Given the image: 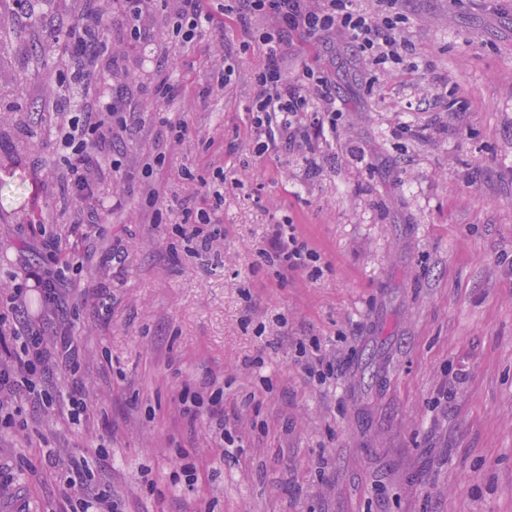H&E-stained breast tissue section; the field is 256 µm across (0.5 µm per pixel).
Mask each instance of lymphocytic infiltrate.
<instances>
[{
  "label": "lymphocytic infiltrate",
  "instance_id": "f902f5d3",
  "mask_svg": "<svg viewBox=\"0 0 512 512\" xmlns=\"http://www.w3.org/2000/svg\"><path fill=\"white\" fill-rule=\"evenodd\" d=\"M205 0H177L172 16V33L182 41L194 40L203 30H222L225 19L245 21L262 15L273 22L263 33L265 63L256 74L257 92L249 108L252 140L257 150L267 151L280 136L301 141L305 147L335 130L343 113L336 106L333 86L327 77L305 71L302 78H284L281 58L294 37L330 39L352 45L367 71L385 73L410 54V44L399 41L398 33L407 22L401 0H381V9L370 15L357 9L354 0H233L225 6L223 18L206 11ZM68 107L58 125L64 159L71 173V187L77 200L89 208L91 223H104L120 206L101 196L96 183L87 176L89 167L110 165V146L115 128L127 125L135 108L128 99L108 96L98 105L77 100L70 81L60 83ZM37 266L26 270L24 283L0 291V344L5 339L19 343V351L0 355V426H15L19 403L28 398L45 404L51 399L44 389L58 362H75L78 349L69 328L33 327L26 318L27 293L37 295L44 313L62 310L64 286L70 275L83 266L79 253L63 254L58 236L37 227ZM269 254L284 272H296L314 259L293 225L274 224L268 233Z\"/></svg>",
  "mask_w": 512,
  "mask_h": 512
}]
</instances>
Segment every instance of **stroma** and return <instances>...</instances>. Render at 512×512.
Listing matches in <instances>:
<instances>
[{"label":"stroma","mask_w":512,"mask_h":512,"mask_svg":"<svg viewBox=\"0 0 512 512\" xmlns=\"http://www.w3.org/2000/svg\"><path fill=\"white\" fill-rule=\"evenodd\" d=\"M85 2L27 15L0 0V290L37 258L31 225L63 237L85 218L56 141L55 40ZM173 7L150 0L136 46L102 5L108 66L83 99L123 95L142 122L90 172L122 206L82 241L71 294L88 409L71 419L62 378L52 405L22 402L25 431L0 430V512H67L75 458L122 512H512V0H404L415 54L378 78L348 46L297 43L285 77L324 73L345 108L313 168L287 140L252 146L254 36L270 21L183 43ZM227 63L223 92L202 96ZM219 173L217 207L202 184ZM188 196L224 226L211 252L179 233ZM273 224L296 226L312 270L264 261ZM112 251L124 263L101 267ZM304 348L330 378L310 376ZM187 384L220 389L223 420L185 416Z\"/></svg>","instance_id":"1"}]
</instances>
